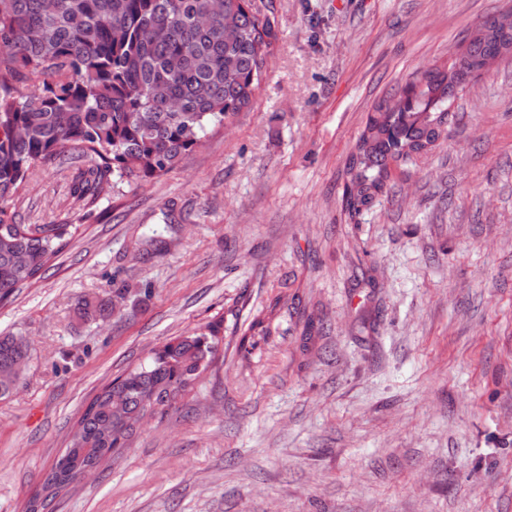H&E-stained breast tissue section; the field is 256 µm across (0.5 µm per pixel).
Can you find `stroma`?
I'll list each match as a JSON object with an SVG mask.
<instances>
[{
	"mask_svg": "<svg viewBox=\"0 0 512 512\" xmlns=\"http://www.w3.org/2000/svg\"><path fill=\"white\" fill-rule=\"evenodd\" d=\"M252 3L276 39L249 109L94 203L72 149L9 205L76 231L0 304L29 346L0 399V512H25L102 387L219 319L200 382L48 512H512V61L388 196L341 207L373 105L512 0Z\"/></svg>",
	"mask_w": 512,
	"mask_h": 512,
	"instance_id": "obj_1",
	"label": "stroma"
}]
</instances>
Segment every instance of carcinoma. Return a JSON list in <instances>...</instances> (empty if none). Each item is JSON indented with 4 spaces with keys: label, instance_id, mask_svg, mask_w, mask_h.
<instances>
[{
    "label": "carcinoma",
    "instance_id": "cac0c4a2",
    "mask_svg": "<svg viewBox=\"0 0 512 512\" xmlns=\"http://www.w3.org/2000/svg\"><path fill=\"white\" fill-rule=\"evenodd\" d=\"M275 40L251 0H0V303L35 281L69 244L68 224H7L3 204L68 147L91 158L77 195L109 180L160 176L210 128L247 109ZM512 58V9L485 20L444 66L377 102L344 165L342 209L373 208L393 170L448 138L452 104L484 70ZM224 340L223 321L177 336L105 385L49 470L41 512L88 464L123 447L140 420L193 389ZM28 361L23 339L0 336V374Z\"/></svg>",
    "mask_w": 512,
    "mask_h": 512
}]
</instances>
